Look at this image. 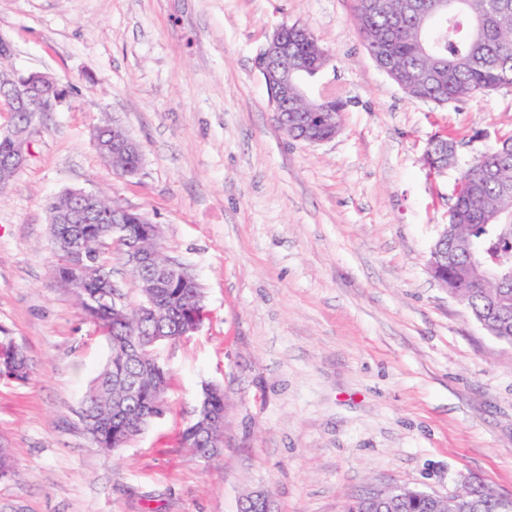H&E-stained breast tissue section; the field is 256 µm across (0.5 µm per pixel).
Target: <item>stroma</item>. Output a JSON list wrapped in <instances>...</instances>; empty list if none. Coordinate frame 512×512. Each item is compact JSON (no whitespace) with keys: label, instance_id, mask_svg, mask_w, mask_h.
I'll use <instances>...</instances> for the list:
<instances>
[{"label":"stroma","instance_id":"35a3bbf8","mask_svg":"<svg viewBox=\"0 0 512 512\" xmlns=\"http://www.w3.org/2000/svg\"><path fill=\"white\" fill-rule=\"evenodd\" d=\"M356 0H0V68L68 92L43 113L0 192V326L31 378L0 379V438L19 474L0 512H346L391 487L445 496L478 478L512 494V346L432 277L430 248L462 167L512 131V89L437 106L408 96L357 30ZM331 54L311 95L347 100L334 139L281 130L255 58L284 24ZM141 145L130 179L92 129ZM457 164L432 172L429 141ZM108 194L162 231L206 316L164 344L166 409L117 450L85 433L82 399L108 348L51 276L48 200ZM224 391L223 448L183 442L205 385ZM100 126L105 130L104 147L96 148L101 157L115 170L118 174L125 177L136 176L139 172H132L142 161V155L132 152L128 157L121 154L111 155L110 147L112 146V123L104 120ZM107 145V146H106ZM111 145V146H110ZM453 138L448 137V141H452ZM448 141L442 142L439 136L434 137L429 142V147L437 148V157L432 158L431 164L427 163L429 168L435 172H443L448 170V153L450 155L457 156V142L455 141L453 144H449Z\"/></svg>","mask_w":512,"mask_h":512}]
</instances>
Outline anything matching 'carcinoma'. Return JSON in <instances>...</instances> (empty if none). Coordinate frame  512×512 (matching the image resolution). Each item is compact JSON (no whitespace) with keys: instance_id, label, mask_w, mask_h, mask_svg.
Masks as SVG:
<instances>
[{"instance_id":"1","label":"carcinoma","mask_w":512,"mask_h":512,"mask_svg":"<svg viewBox=\"0 0 512 512\" xmlns=\"http://www.w3.org/2000/svg\"><path fill=\"white\" fill-rule=\"evenodd\" d=\"M356 26L364 43L379 67L385 55L392 56L409 79L406 94L438 105L460 104L488 96L501 89H512V9L500 15V27H481L476 17L489 8V0H465L462 13L448 17L416 18L394 25L391 23L393 3L389 0H357ZM288 38L300 52L316 50L319 44L308 28L288 31ZM440 59L448 72L440 84H423L421 72L431 61ZM103 146L97 148L101 157L118 174L134 176L142 156L131 153L125 157L110 154L112 123L104 120ZM481 166L498 171L499 181L476 184L473 167L462 171L454 201L448 210V223L460 224V237L472 248L492 256L512 260V226L503 222L485 225V214L512 211V198L499 192L498 182L512 184V133L503 135L496 150L484 157ZM143 214L131 211L126 223L114 224L105 211L96 224H87L79 238L86 260L85 276L73 285L75 292L86 295L88 304L82 314L92 322L110 347V356L93 379L82 403L81 417L94 444L114 450L122 448L154 418L162 415L164 401L159 393L166 390L168 370L157 356V345L149 344L146 332L161 323L170 332L167 341L182 339V331L193 313L204 310V292L196 277L179 281L168 288H147L152 277L149 270L129 271L130 281L140 296L138 304H112V296L99 287L112 279V264L106 254L116 250L122 259L135 247H149L141 232ZM51 243L57 257L52 274H70L67 247L58 240L63 235L53 224ZM448 292L458 298L470 315L483 310L485 289L456 269H448ZM0 328V349L10 358L0 357V378L25 382L29 380V358L19 345L4 336ZM197 420L183 431V438L203 460L221 455L222 440L215 433L216 449L207 447L195 433ZM17 467L12 449L0 446V477H13ZM464 504H476L475 512H500L492 494L481 485L464 492ZM459 505L443 501L427 503L412 491H389L378 501L368 493L352 500L348 512H456Z\"/></svg>"}]
</instances>
